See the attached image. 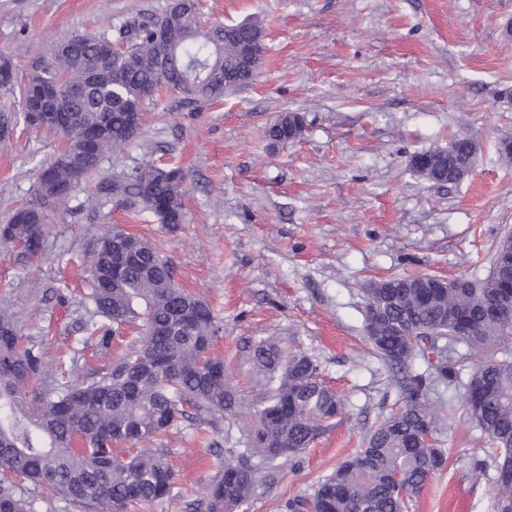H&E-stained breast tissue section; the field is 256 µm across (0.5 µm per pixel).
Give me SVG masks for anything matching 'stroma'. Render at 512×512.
I'll return each mask as SVG.
<instances>
[{"label": "stroma", "instance_id": "1", "mask_svg": "<svg viewBox=\"0 0 512 512\" xmlns=\"http://www.w3.org/2000/svg\"><path fill=\"white\" fill-rule=\"evenodd\" d=\"M169 0H0V52L20 69L72 33L96 34ZM207 21L255 19L267 32L253 80L216 104H181L159 91L140 134L108 154L98 176L53 206L42 255L27 261L0 241V307L40 345L38 387H62L111 366L117 353L87 345L83 292L89 252L120 224L158 249L176 282L222 326L212 352L240 406L214 424L183 423L137 443L166 449L176 472L168 498L130 512H188L255 423L267 392L247 361L262 341L318 365L345 413L296 459L258 474L246 512H286L363 447L397 407L399 390L363 330L366 290L391 276L485 278L497 244L512 235V0H202ZM303 115L292 144L267 136L281 113ZM476 145L472 173L440 185L411 171V156ZM55 141L17 125L0 140V224L34 196L36 169ZM174 162L186 174L184 224L168 228L141 206L98 193L113 173ZM73 358L58 372L60 355ZM448 460L410 512H493V450L461 412V394L430 395Z\"/></svg>", "mask_w": 512, "mask_h": 512}]
</instances>
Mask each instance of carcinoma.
Instances as JSON below:
<instances>
[{
    "instance_id": "cac0c4a2",
    "label": "carcinoma",
    "mask_w": 512,
    "mask_h": 512,
    "mask_svg": "<svg viewBox=\"0 0 512 512\" xmlns=\"http://www.w3.org/2000/svg\"><path fill=\"white\" fill-rule=\"evenodd\" d=\"M232 29L228 36L224 24H205L200 0H173L159 18L124 22L121 52L106 31L73 34L23 75L1 52L0 93L19 94L25 125L51 135L62 148L39 169L35 197L0 225V240L17 244L23 259L39 255L48 205L66 202L79 181L99 171L108 152L136 138L130 113L144 112L159 85L190 105L219 100L248 84L243 51L258 46L264 27L242 21ZM48 79L68 110L67 125H43L28 115ZM303 130V116L285 112L268 137L285 145ZM450 146L442 159V184L458 183L474 148L467 137L453 138ZM67 154L76 155L78 167L62 161ZM410 167L434 180L428 152L414 154ZM46 178L53 183L49 192L41 187ZM185 181L177 166H151L117 173L97 188L141 203L174 228L185 221ZM90 253L88 340L106 349L130 325L141 336L107 371L40 392L31 382L45 371L43 352L23 340L13 314L0 308V512H38L32 487L80 512H121L167 498L175 485L167 454H135L115 445L237 412L224 360L210 352L221 327L205 301L172 282L156 247L114 225ZM366 292L364 332L378 359L397 374L401 405L310 496L289 500L288 512H408L412 497L447 462L437 437L439 416L429 402L437 383L462 390L466 417L493 445L495 512H512V355L499 348L512 339V322L499 316L512 311V247L498 244L482 280L392 276ZM460 347L465 353L453 358ZM472 356L476 363L465 381V360ZM248 360L268 395L255 407L247 448L225 452L224 467L192 512H244L258 482L253 459L273 465L296 458L343 413L307 354L285 355L261 342ZM418 360L425 368H416Z\"/></svg>"
}]
</instances>
